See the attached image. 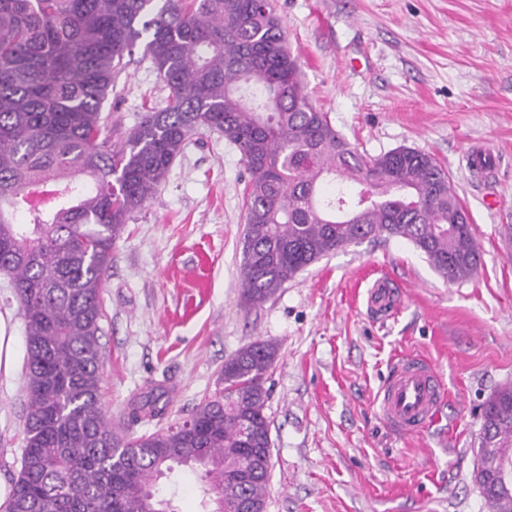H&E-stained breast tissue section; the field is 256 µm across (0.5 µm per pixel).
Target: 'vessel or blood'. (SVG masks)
Segmentation results:
<instances>
[{"instance_id": "b4317fda", "label": "vessel or blood", "mask_w": 512, "mask_h": 512, "mask_svg": "<svg viewBox=\"0 0 512 512\" xmlns=\"http://www.w3.org/2000/svg\"><path fill=\"white\" fill-rule=\"evenodd\" d=\"M442 392L433 365L411 354L402 356L380 394L387 422L406 435L424 431L437 418Z\"/></svg>"}]
</instances>
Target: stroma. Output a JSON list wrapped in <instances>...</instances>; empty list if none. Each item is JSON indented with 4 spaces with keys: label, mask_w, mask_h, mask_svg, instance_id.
Returning <instances> with one entry per match:
<instances>
[{
    "label": "stroma",
    "mask_w": 512,
    "mask_h": 512,
    "mask_svg": "<svg viewBox=\"0 0 512 512\" xmlns=\"http://www.w3.org/2000/svg\"><path fill=\"white\" fill-rule=\"evenodd\" d=\"M304 89L360 152L398 147L447 168L481 263L451 283L400 238L366 239L323 257L262 304L240 288L249 173L223 134L198 129L166 182L112 247L101 303V399L114 427L150 384L168 390L174 425L224 387V361L256 341L279 353L269 372L272 469L266 512H489L472 475L480 408L512 384V0H274ZM168 95L134 49L103 106L122 129ZM484 147L489 170L465 160ZM393 285L381 315L364 293ZM0 315L16 365L0 374V481L20 469L26 336L0 279ZM436 368L447 396L437 422L405 437L378 393L395 359ZM177 512H208L197 473L161 482Z\"/></svg>",
    "instance_id": "stroma-1"
}]
</instances>
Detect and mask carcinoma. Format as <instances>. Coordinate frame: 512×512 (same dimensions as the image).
Here are the masks:
<instances>
[{"label": "carcinoma", "mask_w": 512, "mask_h": 512, "mask_svg": "<svg viewBox=\"0 0 512 512\" xmlns=\"http://www.w3.org/2000/svg\"><path fill=\"white\" fill-rule=\"evenodd\" d=\"M143 54L168 89L114 138L102 105L123 59ZM208 127L249 172L241 297L257 305L326 254L401 238L450 282L480 265L475 231L431 155L369 156L304 92L271 0H0V275L26 335L20 470L3 512H176L159 494L176 466L200 467L205 491L266 505L270 474H228L268 447V372L279 347L254 342L224 361V389L202 402L192 431L128 437L101 402V291L130 215L165 181L190 136ZM47 189L51 212L29 197ZM23 212L27 222L20 223ZM166 391L132 403L127 422L165 414ZM478 449L512 448V385L483 403ZM512 512V484H477Z\"/></svg>", "instance_id": "1"}]
</instances>
